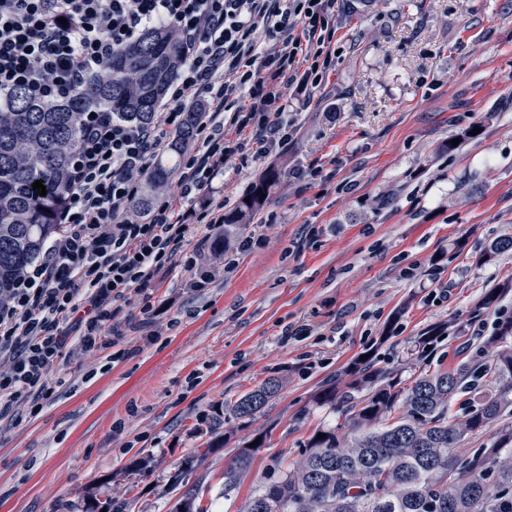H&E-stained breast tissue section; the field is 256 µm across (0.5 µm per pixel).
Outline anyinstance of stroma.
Segmentation results:
<instances>
[{"mask_svg":"<svg viewBox=\"0 0 512 512\" xmlns=\"http://www.w3.org/2000/svg\"><path fill=\"white\" fill-rule=\"evenodd\" d=\"M336 47L335 72L294 103L288 145L229 163L215 183L233 206L278 172L240 232L251 249L206 246L215 262L200 289L176 263L152 316L126 308V358L70 341L40 413L22 401L0 420V512H83L90 494L170 512L178 476L216 512H243L315 430L343 426L315 395L358 355L375 350L407 383L417 336L446 327L426 362L452 369L479 348L474 326L492 333L512 313V292L478 306L512 279V251L479 260L512 234V0H338ZM272 377L278 395L236 417ZM258 435L264 447L225 489V466ZM139 458L142 476L128 470ZM278 378H270L257 389L245 394L235 405L238 418H251L276 396L280 388Z\"/></svg>","mask_w":512,"mask_h":512,"instance_id":"35a3bbf8","label":"stroma"}]
</instances>
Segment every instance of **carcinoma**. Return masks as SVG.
<instances>
[{
	"label": "carcinoma",
	"mask_w": 512,
	"mask_h": 512,
	"mask_svg": "<svg viewBox=\"0 0 512 512\" xmlns=\"http://www.w3.org/2000/svg\"><path fill=\"white\" fill-rule=\"evenodd\" d=\"M180 62L177 36L149 30L139 42L115 54L62 102L46 101L24 87L11 91L0 106V300L6 299L25 268L36 261L59 229L56 213L68 189V172L78 150L84 115L108 111L120 122H151ZM196 108L187 109L174 136L167 164L149 175L158 189L171 177L181 149L194 136ZM278 177L271 169L224 213V237L254 211ZM43 181L46 196L32 184ZM512 250V236L485 249L490 263ZM512 289V280L489 289L480 306L490 308ZM491 353V359L482 356ZM416 375L406 386L377 366L373 356L356 359L350 380L331 379L317 400L338 406L354 433L346 444L336 430L313 433L295 466L266 479L244 512H512V424L491 444L459 457L456 448L481 436L512 409V315L497 318L479 352L454 370H432L415 358ZM280 380L270 378L235 405L239 418H251L276 396ZM466 397L462 414L451 413ZM263 444L238 449L224 470V489L237 485ZM185 512H212L194 489L177 500Z\"/></svg>",
	"instance_id": "cac0c4a2"
}]
</instances>
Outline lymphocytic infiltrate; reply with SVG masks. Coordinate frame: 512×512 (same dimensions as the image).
I'll list each match as a JSON object with an SVG mask.
<instances>
[{"instance_id":"lymphocytic-infiltrate-1","label":"lymphocytic infiltrate","mask_w":512,"mask_h":512,"mask_svg":"<svg viewBox=\"0 0 512 512\" xmlns=\"http://www.w3.org/2000/svg\"><path fill=\"white\" fill-rule=\"evenodd\" d=\"M179 39L168 101L147 125L85 118L60 229L0 302V419L53 395L70 329L85 351L117 344L126 307L154 310L159 274L192 229L224 226L214 182L234 156L291 140L289 99L336 69V0H0V98L18 86L58 100L101 74L149 29ZM201 101L195 147L142 219L131 204L168 150L187 104Z\"/></svg>"}]
</instances>
